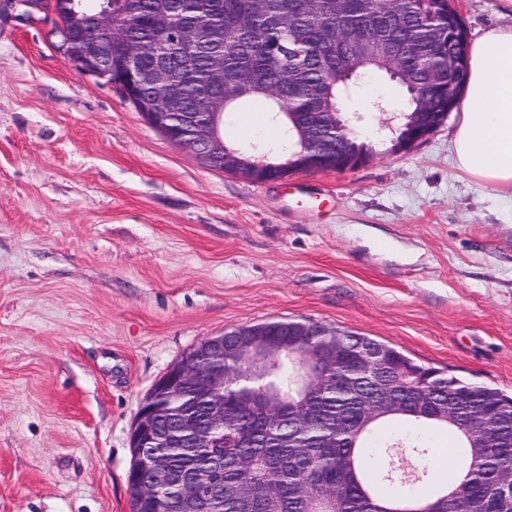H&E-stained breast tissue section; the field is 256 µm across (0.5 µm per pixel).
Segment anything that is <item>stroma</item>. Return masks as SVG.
<instances>
[{
  "instance_id": "1",
  "label": "stroma",
  "mask_w": 512,
  "mask_h": 512,
  "mask_svg": "<svg viewBox=\"0 0 512 512\" xmlns=\"http://www.w3.org/2000/svg\"><path fill=\"white\" fill-rule=\"evenodd\" d=\"M477 40L512 0H455ZM0 0V512H130L143 398L203 338L320 322L512 394V200L460 171L457 120L358 168L208 167ZM251 135L278 157L265 103Z\"/></svg>"
}]
</instances>
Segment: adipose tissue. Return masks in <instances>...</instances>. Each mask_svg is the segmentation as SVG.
Returning a JSON list of instances; mask_svg holds the SVG:
<instances>
[{
	"instance_id": "obj_1",
	"label": "adipose tissue",
	"mask_w": 512,
	"mask_h": 512,
	"mask_svg": "<svg viewBox=\"0 0 512 512\" xmlns=\"http://www.w3.org/2000/svg\"><path fill=\"white\" fill-rule=\"evenodd\" d=\"M452 148L458 169L512 198V26L470 48Z\"/></svg>"
}]
</instances>
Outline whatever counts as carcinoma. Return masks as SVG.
<instances>
[{"label": "carcinoma", "mask_w": 512, "mask_h": 512, "mask_svg": "<svg viewBox=\"0 0 512 512\" xmlns=\"http://www.w3.org/2000/svg\"><path fill=\"white\" fill-rule=\"evenodd\" d=\"M97 0H53L62 26H70L72 11L93 15ZM121 16L112 45L138 44L142 60L178 33L183 21L203 22L223 31L217 44L202 48L185 71V111H195L198 83L208 73L211 57L224 55V82L251 74L257 83L235 104L262 100L280 138L290 141L288 122L324 125L312 95L331 91L336 102L346 92L336 61L321 44L325 31L336 38L376 39L395 48L409 44L417 61L433 55L447 67L451 24L448 11L427 0H406L403 8L385 0H359L350 14L336 10L335 0H269L258 14L246 0H135L127 10L115 0ZM359 71L390 76L389 56H378ZM281 88L280 99L269 96ZM447 84L430 88L427 99H408L406 112L424 113L427 121L446 111ZM294 321L271 320L254 328L279 336L285 347L269 367L251 370L249 360L224 353V413L235 420L224 425V447L168 452L172 465L190 474L210 473L213 493L224 499L223 512H512V395L462 380L413 362L395 347L370 336L314 323L310 332L293 340ZM335 343L337 361L310 393L297 386L300 367L286 345L303 352L322 343ZM405 370L417 374L421 389L433 402L453 399L458 411L440 417L436 411L406 405L380 410L361 423L364 410L376 399L401 390L396 377ZM316 407L315 421L300 425L293 418L303 400ZM170 409L184 408L202 415L208 401L189 384L178 396L167 397ZM451 429L461 442L463 477L451 487H433L427 497L404 488L429 484V448L420 429ZM494 431L500 441L487 443ZM137 512H156L170 503L180 512L173 494L157 490L150 497L132 492Z\"/></svg>", "instance_id": "1"}]
</instances>
